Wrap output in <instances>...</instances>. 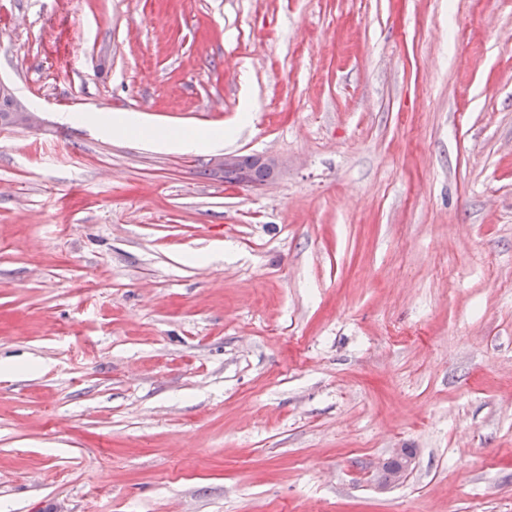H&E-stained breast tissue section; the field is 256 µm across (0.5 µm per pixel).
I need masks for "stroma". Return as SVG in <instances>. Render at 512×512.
<instances>
[{
  "instance_id": "stroma-1",
  "label": "stroma",
  "mask_w": 512,
  "mask_h": 512,
  "mask_svg": "<svg viewBox=\"0 0 512 512\" xmlns=\"http://www.w3.org/2000/svg\"><path fill=\"white\" fill-rule=\"evenodd\" d=\"M0 80V512H512V0H0ZM101 129L106 133L113 135H141V142L154 148H164L174 151H190L214 149L224 144V136L227 134L221 131H200L192 136H182L155 129H146L136 116H120L109 121L100 122Z\"/></svg>"
}]
</instances>
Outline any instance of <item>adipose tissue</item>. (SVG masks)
I'll list each match as a JSON object with an SVG mask.
<instances>
[{"instance_id":"ef3b65f1","label":"adipose tissue","mask_w":512,"mask_h":512,"mask_svg":"<svg viewBox=\"0 0 512 512\" xmlns=\"http://www.w3.org/2000/svg\"><path fill=\"white\" fill-rule=\"evenodd\" d=\"M104 132L115 135H141L143 143L154 147L174 151L214 149L224 143V134L220 131H200L191 136H182L161 130L149 129L135 116H120L113 121H101Z\"/></svg>"}]
</instances>
